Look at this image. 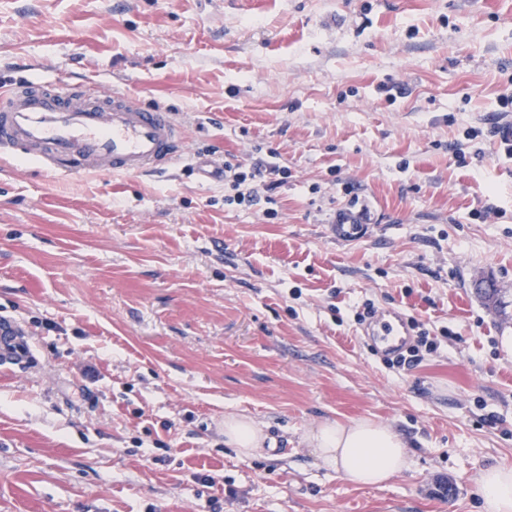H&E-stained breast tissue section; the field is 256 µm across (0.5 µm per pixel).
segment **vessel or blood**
Here are the masks:
<instances>
[{
    "label": "vessel or blood",
    "instance_id": "vessel-or-blood-1",
    "mask_svg": "<svg viewBox=\"0 0 512 512\" xmlns=\"http://www.w3.org/2000/svg\"><path fill=\"white\" fill-rule=\"evenodd\" d=\"M11 150L25 151L51 174L126 176L168 165L184 153L185 142L171 112L136 96L29 81L0 90V152ZM367 230L352 207L331 227L342 242ZM365 334L377 352L397 354L408 344L409 319L384 311Z\"/></svg>",
    "mask_w": 512,
    "mask_h": 512
}]
</instances>
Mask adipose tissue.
I'll return each mask as SVG.
<instances>
[{
  "label": "adipose tissue",
  "instance_id": "adipose-tissue-1",
  "mask_svg": "<svg viewBox=\"0 0 512 512\" xmlns=\"http://www.w3.org/2000/svg\"><path fill=\"white\" fill-rule=\"evenodd\" d=\"M306 441L322 464L362 487L383 485L408 467L402 438L370 419L320 423L309 430ZM224 442L245 456L265 451L261 429L242 415L225 416ZM478 484L484 512H512V468L485 469Z\"/></svg>",
  "mask_w": 512,
  "mask_h": 512
}]
</instances>
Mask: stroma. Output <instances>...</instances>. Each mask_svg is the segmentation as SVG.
I'll use <instances>...</instances> for the list:
<instances>
[{
  "mask_svg": "<svg viewBox=\"0 0 512 512\" xmlns=\"http://www.w3.org/2000/svg\"><path fill=\"white\" fill-rule=\"evenodd\" d=\"M27 77L140 96L190 154L285 178L238 205L182 160L0 155V320L28 349L0 351V512H482L479 473L512 468V316L474 289L512 297V0H0V87ZM354 201L370 229L338 242ZM368 301L437 350L390 368ZM360 418L408 444L379 487L305 440ZM224 442L245 456L262 455L267 450L264 448L265 437L261 429L242 415L224 417Z\"/></svg>",
  "mask_w": 512,
  "mask_h": 512,
  "instance_id": "stroma-1",
  "label": "stroma"
}]
</instances>
